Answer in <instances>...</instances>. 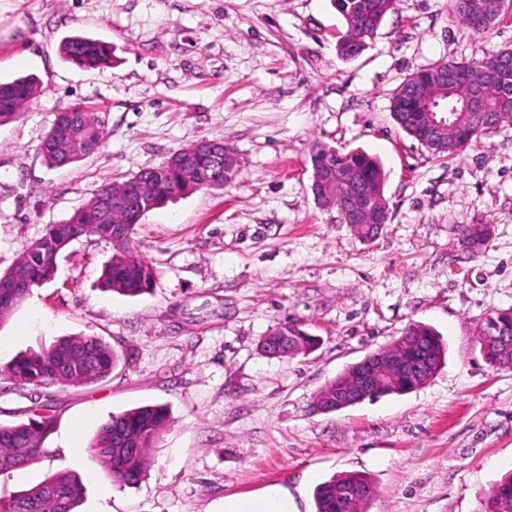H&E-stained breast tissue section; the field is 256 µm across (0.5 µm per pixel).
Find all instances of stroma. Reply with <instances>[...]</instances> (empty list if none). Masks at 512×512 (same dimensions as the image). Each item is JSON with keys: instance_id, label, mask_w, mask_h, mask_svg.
<instances>
[{"instance_id": "35a3bbf8", "label": "stroma", "mask_w": 512, "mask_h": 512, "mask_svg": "<svg viewBox=\"0 0 512 512\" xmlns=\"http://www.w3.org/2000/svg\"><path fill=\"white\" fill-rule=\"evenodd\" d=\"M333 0H0V81L37 75L42 91L0 125V274L47 226L105 185L172 152L221 142L237 156L228 185L148 211L135 253L151 292L103 291L109 243L81 238L51 282L0 323V367L63 336H96L120 360L103 382L49 395L0 376V424L51 409L53 461L0 475V496L75 470L79 512H222L226 496L280 484L300 512L332 476L374 485L362 512H476L512 470V370L475 342L487 312L512 308V125L463 154L434 158L394 122L393 94L417 68L512 47V0L474 34L449 0H398L366 49L342 60ZM112 46L81 69L61 42ZM83 105L105 123L87 158L48 166L39 146L57 113ZM316 145L376 156L390 222L372 241L311 190ZM488 224L477 253L465 224ZM300 323L317 347L267 357L259 342ZM434 327L446 362L424 387L329 413L325 384L383 349L409 323ZM162 404L170 421L134 487L112 482L89 443L109 415Z\"/></svg>"}]
</instances>
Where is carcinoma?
Listing matches in <instances>:
<instances>
[{
  "instance_id": "1",
  "label": "carcinoma",
  "mask_w": 512,
  "mask_h": 512,
  "mask_svg": "<svg viewBox=\"0 0 512 512\" xmlns=\"http://www.w3.org/2000/svg\"><path fill=\"white\" fill-rule=\"evenodd\" d=\"M345 23L337 50L341 57H351V51L372 39L387 15L395 12L397 0H333ZM62 56L81 67L100 68L112 61L110 45L98 39L70 37L60 45ZM499 56L512 57V47L495 51L478 62L438 61L416 69L403 80L411 85L425 75L432 80L445 67L455 66L467 74L476 75ZM468 91L465 83L448 89L439 102L447 106L448 118L464 128L468 136L459 141L448 136V150L433 151L443 157L458 155L481 136L496 132L512 122V97H504L501 86L489 84L484 90L485 106L481 116L464 112L460 103ZM40 85L33 75L0 83V124L19 119L23 110L38 96ZM390 111L399 128L411 134L405 123V113L412 111L405 97L394 95ZM78 126L76 141L66 150L54 147L56 131L51 129L40 145V153L51 167L61 168L82 160L102 143L104 127L94 113L81 106L68 109ZM189 156L188 165L179 163L145 167L133 175L123 190L136 197L150 211L166 200L199 189L219 187L233 182L238 166L224 163V155L195 150L189 145L172 153L176 159ZM311 166L334 170L343 167L356 178L376 190H384L386 175L380 161L361 150L341 153L332 147L312 149ZM112 186L102 187L72 218L62 224H50L45 233L23 250L13 270L23 274L26 287L10 290L0 288V322L30 293L52 280L59 254L79 237L95 238L112 244L113 254L103 273V285L112 292L138 296L146 293L154 282V269L133 252V236L120 237L118 230L140 223L136 213L111 207ZM506 333L512 336V309H494L486 313L479 327L476 343L485 362L493 369H512V342L496 344L488 337ZM405 336H416L415 353L434 365L444 363L445 346L442 338L422 322L409 324ZM285 338L288 351L295 355L309 350L313 339L297 323L283 325L268 339ZM112 346L95 336H66L48 346L30 349L13 358L0 374L19 386L36 391L67 386H89L107 379L117 364ZM169 422L164 405H146L112 414L98 426L89 449L98 464L121 486L132 487L146 475L148 455ZM55 418L41 414L26 422L0 425V475L50 461L55 449L47 445L54 431ZM373 489L371 480L362 474L344 473L320 484L315 492L316 512H352L362 510L355 502L359 490ZM85 487L72 470H58L41 482L7 499H0V512H77ZM478 512H512V473L504 475L480 501Z\"/></svg>"
}]
</instances>
